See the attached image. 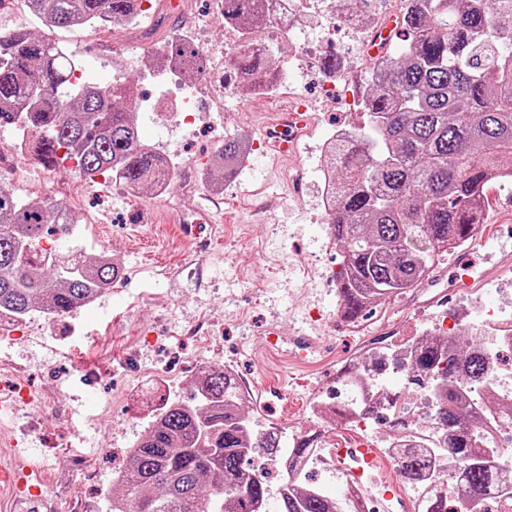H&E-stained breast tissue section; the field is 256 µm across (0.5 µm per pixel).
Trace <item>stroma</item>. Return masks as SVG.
Returning <instances> with one entry per match:
<instances>
[{"instance_id":"1","label":"stroma","mask_w":512,"mask_h":512,"mask_svg":"<svg viewBox=\"0 0 512 512\" xmlns=\"http://www.w3.org/2000/svg\"><path fill=\"white\" fill-rule=\"evenodd\" d=\"M168 2L151 0L137 27L88 29L78 38L17 12L13 0H0L1 34L24 30L49 38L97 82L131 78L141 100L142 141L159 148L177 172L169 191L157 197L147 187L131 195L110 181L92 183L75 169L53 188L45 168L29 157L0 170V185L20 199H48L70 210L85 259L108 254L122 277L93 306L56 317L57 341H44L45 316L35 311L25 336L0 343V387L22 380L35 396L26 409L0 414V460L42 467L36 512H109L113 481L128 449L151 429L156 400L191 390L202 366L282 386L283 397L258 412V426L326 438L341 425L311 406L336 387L340 369L395 352L406 340L434 332L440 319L439 308L425 307L417 288L380 301L361 330H350L338 315L335 286L322 277L323 269L338 268L342 251L318 210L316 178L308 176L300 187L293 179L310 159L275 162L257 152L240 171L219 168L226 137L257 138L269 114L291 107L292 98L234 96L189 134L175 121L155 119L148 100L162 97L171 80L155 66L163 42L197 32L220 73L231 36L215 0H180L176 11ZM306 94L315 102L303 135L311 145L334 125L367 120L336 101L318 105L317 85ZM486 195L499 227L474 259L491 271L475 291L454 296L456 311L512 304V281L501 269L512 254V184L490 183ZM201 316L209 324L205 337L181 335ZM303 333L323 337L324 347L299 364L289 354L292 338ZM85 467L91 474L76 487Z\"/></svg>"}]
</instances>
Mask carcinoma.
Instances as JSON below:
<instances>
[{"label":"carcinoma","instance_id":"obj_1","mask_svg":"<svg viewBox=\"0 0 512 512\" xmlns=\"http://www.w3.org/2000/svg\"><path fill=\"white\" fill-rule=\"evenodd\" d=\"M50 28L130 23L138 0H26ZM398 53L376 58L363 94L367 124L330 147L337 186L328 214L343 250L336 273L339 309L363 323L383 298L399 297L429 277L452 249L471 240L485 210V186L512 173V0H403ZM224 24L265 22L264 0H220ZM166 51L201 74L199 51L177 37ZM245 93L272 84L269 57L242 43L230 60ZM79 62L58 44L18 31L0 34V127L30 136L32 155L46 169L76 160L91 179L139 186L154 179L162 155L141 143L130 81L112 88L73 80ZM43 105L29 111L34 86ZM70 237L75 226L49 201L25 203L0 187V313L63 315L96 298L117 278L101 257L86 262L76 247L46 263L35 251L48 231ZM409 376L438 387L434 423L455 449L462 480L481 490L495 483L473 429L478 418L455 386L486 383L479 340L462 347L436 333L417 341ZM235 373L207 367L188 396L163 400L156 423L129 449L117 474L121 493L111 512H269L265 481L244 464L253 453L284 449L282 431L254 432L239 401ZM399 475L425 477L428 459L406 456ZM278 512H338L336 500L311 490L279 492Z\"/></svg>","mask_w":512,"mask_h":512}]
</instances>
